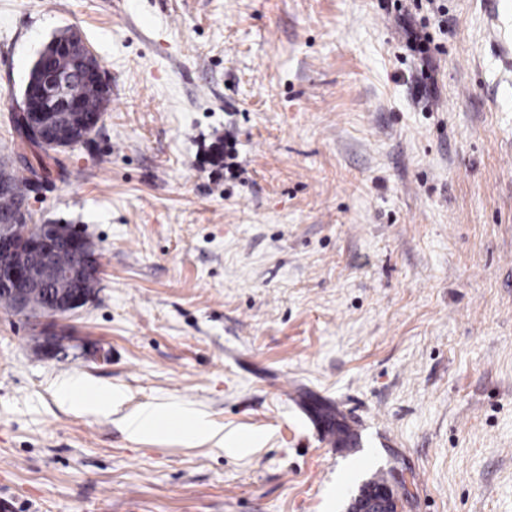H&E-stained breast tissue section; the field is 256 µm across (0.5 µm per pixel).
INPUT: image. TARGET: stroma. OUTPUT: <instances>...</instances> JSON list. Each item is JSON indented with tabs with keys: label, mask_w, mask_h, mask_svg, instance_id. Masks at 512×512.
<instances>
[{
	"label": "stroma",
	"mask_w": 512,
	"mask_h": 512,
	"mask_svg": "<svg viewBox=\"0 0 512 512\" xmlns=\"http://www.w3.org/2000/svg\"><path fill=\"white\" fill-rule=\"evenodd\" d=\"M403 3L432 62L391 0H0V142L54 37L111 85L29 200L91 239L100 291L0 310L10 512H349L382 476L398 512H512V0Z\"/></svg>",
	"instance_id": "35a3bbf8"
}]
</instances>
